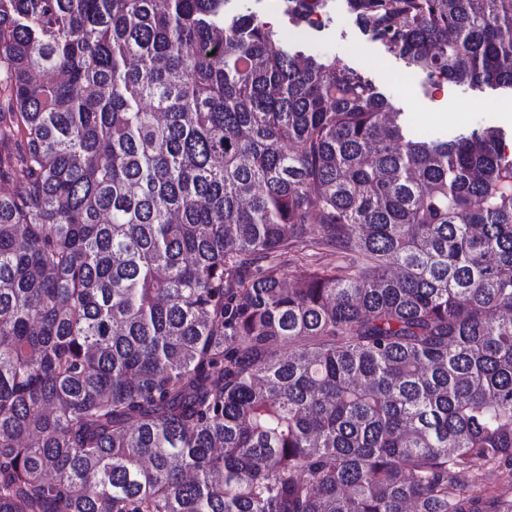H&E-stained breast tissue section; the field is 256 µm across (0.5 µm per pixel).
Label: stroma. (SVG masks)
<instances>
[{
  "mask_svg": "<svg viewBox=\"0 0 512 512\" xmlns=\"http://www.w3.org/2000/svg\"><path fill=\"white\" fill-rule=\"evenodd\" d=\"M242 3L279 31L288 44L363 69L395 111L409 120L416 134L449 140L491 127L512 147V124L502 122L496 110L498 103L512 102L511 92L478 91L465 84L438 82L409 68L403 59L388 54L382 45L363 33L349 13L346 0H330L325 30L316 38L303 40L296 39L295 25L284 14L281 0H242Z\"/></svg>",
  "mask_w": 512,
  "mask_h": 512,
  "instance_id": "obj_1",
  "label": "stroma"
}]
</instances>
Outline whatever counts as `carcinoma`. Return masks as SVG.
I'll return each mask as SVG.
<instances>
[{"label": "carcinoma", "mask_w": 512, "mask_h": 512, "mask_svg": "<svg viewBox=\"0 0 512 512\" xmlns=\"http://www.w3.org/2000/svg\"><path fill=\"white\" fill-rule=\"evenodd\" d=\"M230 2L0 0V512H512L500 133ZM346 2L512 91V0Z\"/></svg>", "instance_id": "obj_1"}]
</instances>
